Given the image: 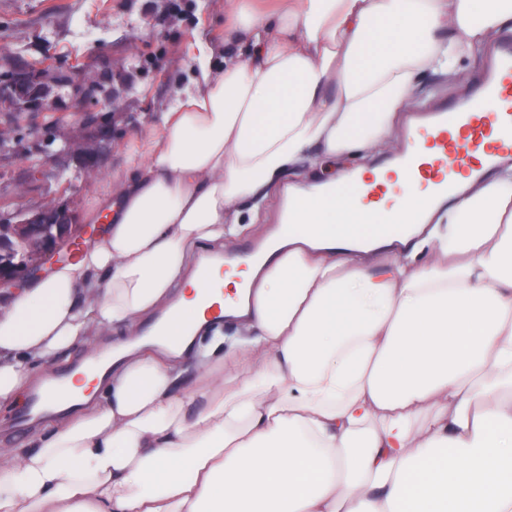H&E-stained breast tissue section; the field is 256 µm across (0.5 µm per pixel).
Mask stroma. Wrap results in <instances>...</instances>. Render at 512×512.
<instances>
[{
  "label": "stroma",
  "mask_w": 512,
  "mask_h": 512,
  "mask_svg": "<svg viewBox=\"0 0 512 512\" xmlns=\"http://www.w3.org/2000/svg\"><path fill=\"white\" fill-rule=\"evenodd\" d=\"M225 0H0V86L36 71L47 109L0 97V217L49 202L77 225L92 213L133 144L197 72L199 44L218 45ZM91 73H84L86 62ZM93 143L88 166L75 136Z\"/></svg>",
  "instance_id": "stroma-1"
}]
</instances>
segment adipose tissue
<instances>
[{
	"mask_svg": "<svg viewBox=\"0 0 512 512\" xmlns=\"http://www.w3.org/2000/svg\"><path fill=\"white\" fill-rule=\"evenodd\" d=\"M227 11L223 59L200 46L191 86L99 198L104 232L0 302V405L48 385L38 362L112 351L0 448V512H512V167L397 243L376 228L407 221L423 183L393 179L371 208L303 178L393 146L426 76L512 30V0ZM284 186L296 232L244 271L237 340L197 321L188 359L140 337L174 301L223 299L234 276L198 287L200 249Z\"/></svg>",
	"mask_w": 512,
	"mask_h": 512,
	"instance_id": "adipose-tissue-1",
	"label": "adipose tissue"
}]
</instances>
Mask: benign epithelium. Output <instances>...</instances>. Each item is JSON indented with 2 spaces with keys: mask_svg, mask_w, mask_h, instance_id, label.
Wrapping results in <instances>:
<instances>
[{
  "mask_svg": "<svg viewBox=\"0 0 512 512\" xmlns=\"http://www.w3.org/2000/svg\"><path fill=\"white\" fill-rule=\"evenodd\" d=\"M7 96L25 109L48 106L46 91L33 70L18 67L5 88ZM47 224L61 226L58 237L43 236ZM85 230L73 224V214L64 204L41 206L16 215V220L0 225V288L21 285L42 271L52 259L59 257L62 246Z\"/></svg>",
  "mask_w": 512,
  "mask_h": 512,
  "instance_id": "benign-epithelium-1",
  "label": "benign epithelium"
}]
</instances>
